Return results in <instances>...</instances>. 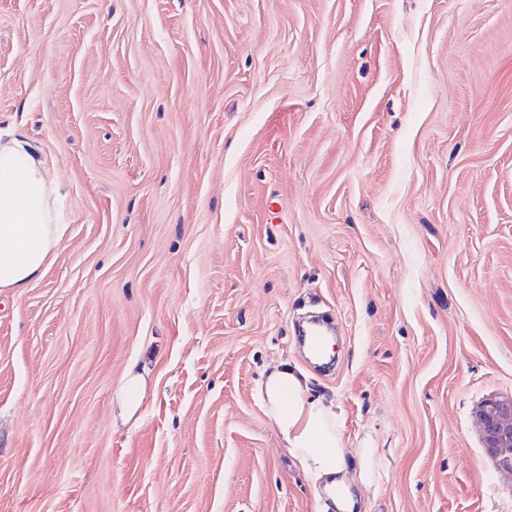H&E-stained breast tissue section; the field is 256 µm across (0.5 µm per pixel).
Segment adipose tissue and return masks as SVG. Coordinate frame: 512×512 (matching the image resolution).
<instances>
[{
	"label": "adipose tissue",
	"mask_w": 512,
	"mask_h": 512,
	"mask_svg": "<svg viewBox=\"0 0 512 512\" xmlns=\"http://www.w3.org/2000/svg\"><path fill=\"white\" fill-rule=\"evenodd\" d=\"M65 200L37 145L24 137L0 145V293L22 295L59 250ZM260 394L293 465L320 486L335 512H365L364 495L382 466L371 442L350 448L335 405L311 394L297 366L274 367Z\"/></svg>",
	"instance_id": "ef3b65f1"
}]
</instances>
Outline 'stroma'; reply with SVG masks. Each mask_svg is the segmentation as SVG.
Segmentation results:
<instances>
[{
  "label": "stroma",
  "instance_id": "obj_1",
  "mask_svg": "<svg viewBox=\"0 0 512 512\" xmlns=\"http://www.w3.org/2000/svg\"><path fill=\"white\" fill-rule=\"evenodd\" d=\"M16 135L68 228L0 294V512H322L281 362L383 456L367 512H512V0H0ZM145 390L146 377L144 369L136 370L135 365L130 366L121 384L117 398L113 403L114 408L118 410L114 418L115 423L116 420H120L121 424L125 425L131 419L141 404ZM482 447L499 471L512 475V396L490 397L477 411Z\"/></svg>",
  "mask_w": 512,
  "mask_h": 512
}]
</instances>
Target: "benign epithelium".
Returning <instances> with one entry per match:
<instances>
[{
	"instance_id": "7a95c632",
	"label": "benign epithelium",
	"mask_w": 512,
	"mask_h": 512,
	"mask_svg": "<svg viewBox=\"0 0 512 512\" xmlns=\"http://www.w3.org/2000/svg\"><path fill=\"white\" fill-rule=\"evenodd\" d=\"M477 417L486 455L498 470L512 474V396L484 400Z\"/></svg>"
}]
</instances>
